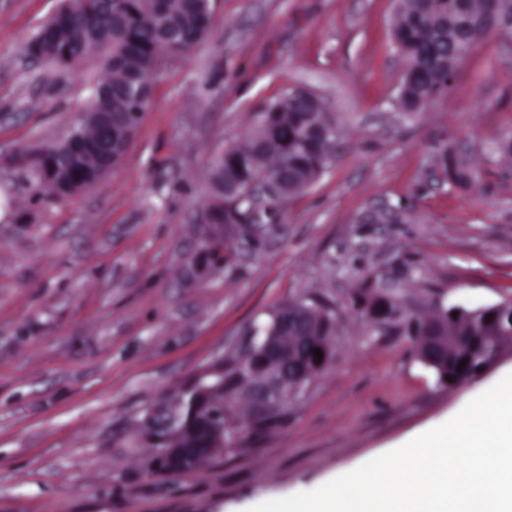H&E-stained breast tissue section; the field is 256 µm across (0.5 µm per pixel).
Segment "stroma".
Returning <instances> with one entry per match:
<instances>
[{
  "label": "stroma",
  "mask_w": 512,
  "mask_h": 512,
  "mask_svg": "<svg viewBox=\"0 0 512 512\" xmlns=\"http://www.w3.org/2000/svg\"><path fill=\"white\" fill-rule=\"evenodd\" d=\"M61 0H0V512H248L313 490L455 416L512 372L438 385L400 327L362 318L388 281L425 302L512 298V34L491 33L450 90L397 103V0H215L208 38L152 78L124 160L55 198L12 165L63 139L104 69L32 63L24 42ZM315 93L338 157L284 206L260 249L204 251L212 163L265 106ZM451 152L469 185L439 181ZM336 313L335 356L283 428L202 468L146 477V406L295 299Z\"/></svg>",
  "instance_id": "stroma-1"
}]
</instances>
